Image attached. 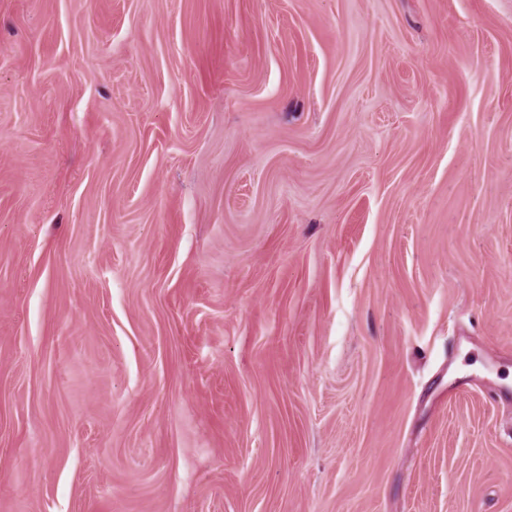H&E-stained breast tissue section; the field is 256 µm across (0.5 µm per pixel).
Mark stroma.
Wrapping results in <instances>:
<instances>
[{"instance_id":"35a3bbf8","label":"stroma","mask_w":512,"mask_h":512,"mask_svg":"<svg viewBox=\"0 0 512 512\" xmlns=\"http://www.w3.org/2000/svg\"><path fill=\"white\" fill-rule=\"evenodd\" d=\"M0 512H512V0H0Z\"/></svg>"}]
</instances>
